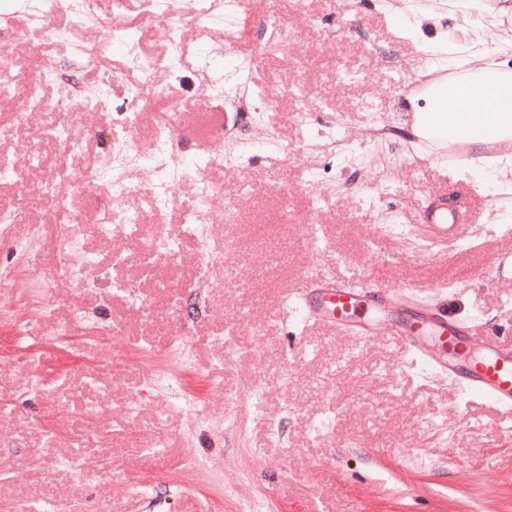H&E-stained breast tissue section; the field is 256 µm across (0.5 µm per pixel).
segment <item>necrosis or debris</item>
<instances>
[{"label":"necrosis or debris","instance_id":"1","mask_svg":"<svg viewBox=\"0 0 512 512\" xmlns=\"http://www.w3.org/2000/svg\"><path fill=\"white\" fill-rule=\"evenodd\" d=\"M143 10L139 22L113 31L112 45L125 59L128 70L140 73L139 81L133 82L125 107L112 113V143L107 155L101 158L81 178H74L67 166H60L47 183V190L55 195L59 210L68 213L72 206V195L86 190L88 186L102 187L109 193L125 195L130 186L123 174L142 167L152 168L156 174L151 201L156 209H165L170 197L168 187L171 183L194 177L197 184L194 205L182 213L183 232L197 241L205 258H213L214 248L208 236L207 226L213 217L209 202L215 192L213 184L206 178V170L216 165V157L202 154L179 162H172L173 137L176 131L171 120H159L154 137L148 149H140L131 139L132 131L140 122L139 104L144 99L147 86L145 80L150 77L157 64L146 58L141 50L142 31L155 21H170V33L167 40L163 65L169 73H177L181 66V30L185 23L194 21L193 13L178 9L177 0H142ZM61 11L73 21L72 28L57 30L47 25L50 13ZM24 14L29 31L34 36L49 38L60 44H67L71 52L64 59H49L35 82L29 89L30 97H37L40 89L47 84L63 86L67 96L80 97L87 102H101L107 97L112 86V76H105L95 84L88 85L78 79L79 73L94 66L101 56L100 48L90 44H77L73 41L76 28L91 25L97 18L96 0H0V49L9 50L14 33L10 25L17 14ZM200 61L204 69L213 72L210 85L211 96L223 104L238 105L241 101L254 102L251 120L254 124L271 126V115L262 101L265 91L250 79L241 77L240 66L225 67L224 51L216 47L202 50Z\"/></svg>","mask_w":512,"mask_h":512}]
</instances>
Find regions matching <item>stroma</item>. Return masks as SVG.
Wrapping results in <instances>:
<instances>
[{
	"label": "stroma",
	"mask_w": 512,
	"mask_h": 512,
	"mask_svg": "<svg viewBox=\"0 0 512 512\" xmlns=\"http://www.w3.org/2000/svg\"><path fill=\"white\" fill-rule=\"evenodd\" d=\"M140 12L141 0L121 13L98 0L87 37L110 66L123 62L113 29ZM273 13L287 47L265 42ZM235 27L232 50L256 61L252 79L286 156L257 151L208 171L212 206L226 218L209 226L224 253L206 266L181 225L193 181L173 183L161 212L139 170L118 199L83 192L81 241L103 270L93 288L63 273V228L40 187L59 158L81 173L108 150L110 110L126 85L114 83L96 112L77 99L54 110L63 90L49 85L47 109L29 111L26 82L59 51L34 37L13 44L0 160L27 184H0V212L15 219L0 234V271H15L0 288V512H512V413L435 380L385 333L365 341L306 320L291 294L310 274L363 277L411 288L414 310L444 304L485 335H512V265L498 262L512 250L502 238L512 193L489 162L442 176L439 150L416 132L435 48L480 41L471 61L512 72V0L401 15L385 0H249ZM223 39L216 27H184L181 72L155 69L164 91L141 104V149L172 112L179 154L218 147L199 128L202 113L223 112L228 130L242 124L210 97L212 75L199 63L202 46ZM50 122L69 126L82 150L44 136ZM381 125L392 130L383 143ZM337 140L366 149L360 168L334 154ZM439 187L467 211L465 241L430 244L417 220ZM110 206L137 212L144 238H102ZM33 224L43 242L18 261L14 241ZM149 238L178 247L147 264ZM478 264L495 279L475 278ZM159 372L168 385L149 386Z\"/></svg>",
	"instance_id": "1"
}]
</instances>
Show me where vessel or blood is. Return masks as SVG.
Instances as JSON below:
<instances>
[{"label":"vessel or blood","mask_w":512,"mask_h":512,"mask_svg":"<svg viewBox=\"0 0 512 512\" xmlns=\"http://www.w3.org/2000/svg\"><path fill=\"white\" fill-rule=\"evenodd\" d=\"M451 77L458 85L456 99L433 101L431 109L436 114L452 109L460 118L459 125L448 130V163L458 166L468 158L464 145L477 115L466 103L473 86L465 72L453 71ZM419 221L442 237L459 241L466 235V225L458 223L443 192L421 206ZM300 299L309 319L367 338L374 336L377 324L363 319V312H390L410 303L409 293L399 288L321 276L305 281ZM387 329L404 351L438 376L501 410H512V341L488 340L476 325L457 322L444 312L428 313L410 322H391Z\"/></svg>","instance_id":"1"}]
</instances>
